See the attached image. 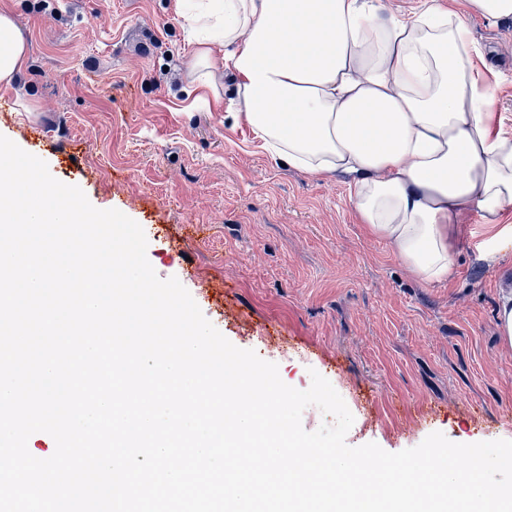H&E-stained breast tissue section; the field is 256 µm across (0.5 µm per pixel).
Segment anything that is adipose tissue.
Returning a JSON list of instances; mask_svg holds the SVG:
<instances>
[{
	"instance_id": "adipose-tissue-1",
	"label": "adipose tissue",
	"mask_w": 512,
	"mask_h": 512,
	"mask_svg": "<svg viewBox=\"0 0 512 512\" xmlns=\"http://www.w3.org/2000/svg\"><path fill=\"white\" fill-rule=\"evenodd\" d=\"M512 19V0H466L461 13L385 15L374 0H201L184 17L197 40L187 68L219 89L234 74L238 109L271 158L314 176H350L359 223L386 239L423 283L455 273L453 240L467 215L494 227L489 260L512 247V132L497 128L483 53L467 18ZM26 43L0 13V83Z\"/></svg>"
}]
</instances>
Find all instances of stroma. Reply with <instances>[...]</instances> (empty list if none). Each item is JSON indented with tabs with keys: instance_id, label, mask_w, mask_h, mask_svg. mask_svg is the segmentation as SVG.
I'll use <instances>...</instances> for the list:
<instances>
[{
	"instance_id": "obj_1",
	"label": "stroma",
	"mask_w": 512,
	"mask_h": 512,
	"mask_svg": "<svg viewBox=\"0 0 512 512\" xmlns=\"http://www.w3.org/2000/svg\"><path fill=\"white\" fill-rule=\"evenodd\" d=\"M3 9L27 57L0 134L23 148L22 126L44 129L50 174L135 220L157 275L177 277L224 337L294 388L325 377L354 417L349 446L396 453L434 432L512 440V346L496 320L512 250L486 261L485 230L470 223L454 277L420 282L358 223L347 175L281 166L247 125L228 123L230 71L214 72L222 102L195 92L179 0ZM468 25L512 128V20Z\"/></svg>"
}]
</instances>
